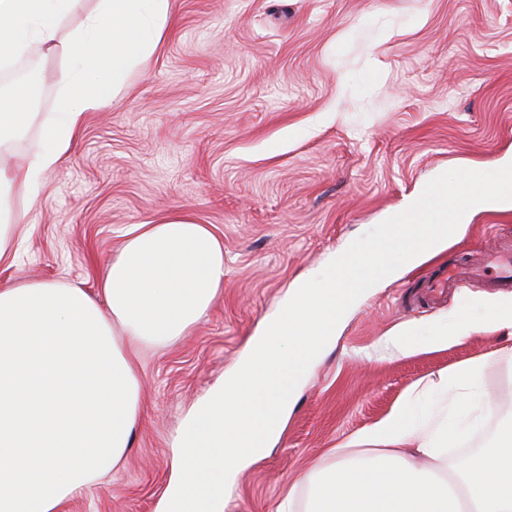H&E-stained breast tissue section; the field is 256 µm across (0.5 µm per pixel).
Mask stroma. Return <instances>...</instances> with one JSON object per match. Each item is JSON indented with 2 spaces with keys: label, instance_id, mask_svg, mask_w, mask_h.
<instances>
[{
  "label": "stroma",
  "instance_id": "obj_1",
  "mask_svg": "<svg viewBox=\"0 0 512 512\" xmlns=\"http://www.w3.org/2000/svg\"><path fill=\"white\" fill-rule=\"evenodd\" d=\"M173 34L148 78L86 113L46 173L0 287L54 281L97 294L126 232L179 212L224 246V294L178 340L139 353L141 422L121 465L61 512H158L173 443L198 398L239 361L289 287L452 169L512 163V0H173ZM52 109L61 63L21 61ZM512 241V203L473 212L462 236L406 276L369 289L311 368L278 442L227 483L224 512H276L296 476L385 414L417 381L474 358L498 402L476 432L512 419V354L485 323L494 275L439 301L427 278ZM468 320L469 337L430 348ZM416 327L418 352L386 336Z\"/></svg>",
  "mask_w": 512,
  "mask_h": 512
}]
</instances>
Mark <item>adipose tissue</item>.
<instances>
[{
	"mask_svg": "<svg viewBox=\"0 0 512 512\" xmlns=\"http://www.w3.org/2000/svg\"><path fill=\"white\" fill-rule=\"evenodd\" d=\"M174 25L171 0H96L89 10L82 0H0L1 71L37 54L63 61L49 115L33 112L27 83L0 93V261L85 113L144 75ZM37 122L42 144L4 164ZM223 291L224 247L184 213L128 231L98 296L46 281L0 288V512H59L109 475L142 418L137 347L189 332ZM486 366L469 360L419 381L302 473L277 512H512L511 421L459 477L438 465L497 407L480 392ZM447 390L467 405L463 419L449 423L444 401L414 417L421 397Z\"/></svg>",
	"mask_w": 512,
	"mask_h": 512,
	"instance_id": "adipose-tissue-1",
	"label": "adipose tissue"
}]
</instances>
